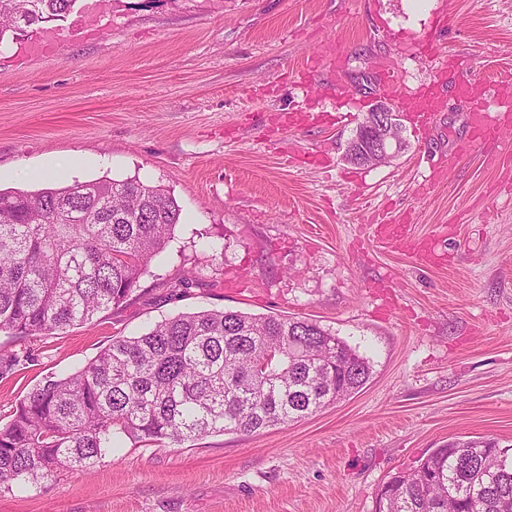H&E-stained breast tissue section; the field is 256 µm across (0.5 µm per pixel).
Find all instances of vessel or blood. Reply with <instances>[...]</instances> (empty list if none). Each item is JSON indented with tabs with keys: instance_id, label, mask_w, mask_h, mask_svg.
Masks as SVG:
<instances>
[{
	"instance_id": "obj_1",
	"label": "vessel or blood",
	"mask_w": 512,
	"mask_h": 512,
	"mask_svg": "<svg viewBox=\"0 0 512 512\" xmlns=\"http://www.w3.org/2000/svg\"><path fill=\"white\" fill-rule=\"evenodd\" d=\"M398 72L399 68L393 62L383 65L379 72L380 83L389 100L402 111L428 118L437 106L433 92H409L400 82ZM468 121L471 135L460 142V150L469 153L484 148L485 161L491 165L496 164L499 157L496 152L490 151L489 146L498 142L506 122L512 121V78L505 76L486 84Z\"/></svg>"
}]
</instances>
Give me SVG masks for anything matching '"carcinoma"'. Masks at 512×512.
I'll return each mask as SVG.
<instances>
[{"label": "carcinoma", "instance_id": "cac0c4a2", "mask_svg": "<svg viewBox=\"0 0 512 512\" xmlns=\"http://www.w3.org/2000/svg\"><path fill=\"white\" fill-rule=\"evenodd\" d=\"M75 3L0 0V43ZM180 216L168 190L133 179L0 190V378L31 362L14 346L126 302ZM370 373L366 358L306 318L181 312L113 337L82 368L20 399L0 424V492L89 468L120 434L181 445L298 422ZM389 482L380 512H512V453L492 440L451 441Z\"/></svg>", "mask_w": 512, "mask_h": 512}]
</instances>
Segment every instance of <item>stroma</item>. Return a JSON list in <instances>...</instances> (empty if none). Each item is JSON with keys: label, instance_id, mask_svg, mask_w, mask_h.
Listing matches in <instances>:
<instances>
[{"label": "stroma", "instance_id": "1", "mask_svg": "<svg viewBox=\"0 0 512 512\" xmlns=\"http://www.w3.org/2000/svg\"><path fill=\"white\" fill-rule=\"evenodd\" d=\"M324 50L342 70L313 67ZM387 56L439 108L423 132L402 113L391 163L356 166L346 146L384 99ZM508 70L512 0H77L1 41L0 189L137 179L181 220L122 307L27 341L0 414L113 337L200 308L316 321L371 378L296 424L116 437L90 471L0 492V512H374L390 476L448 441L512 446V128L498 166L456 150L457 82ZM48 166L58 177H38Z\"/></svg>", "mask_w": 512, "mask_h": 512}]
</instances>
